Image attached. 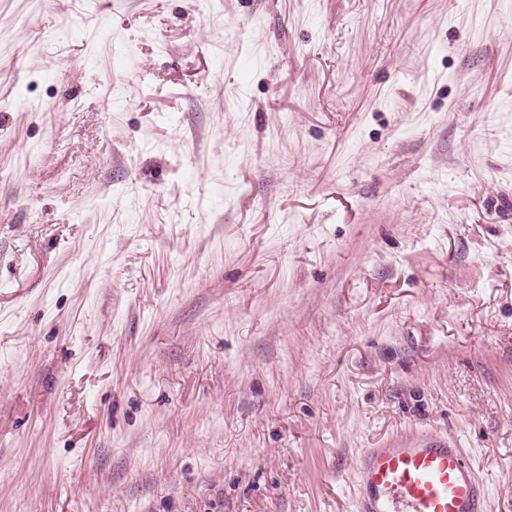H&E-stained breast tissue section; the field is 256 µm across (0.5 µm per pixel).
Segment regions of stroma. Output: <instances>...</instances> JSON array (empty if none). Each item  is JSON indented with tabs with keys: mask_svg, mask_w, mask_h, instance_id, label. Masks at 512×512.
<instances>
[{
	"mask_svg": "<svg viewBox=\"0 0 512 512\" xmlns=\"http://www.w3.org/2000/svg\"><path fill=\"white\" fill-rule=\"evenodd\" d=\"M408 433L512 512V0H0V512H360Z\"/></svg>",
	"mask_w": 512,
	"mask_h": 512,
	"instance_id": "stroma-1",
	"label": "stroma"
}]
</instances>
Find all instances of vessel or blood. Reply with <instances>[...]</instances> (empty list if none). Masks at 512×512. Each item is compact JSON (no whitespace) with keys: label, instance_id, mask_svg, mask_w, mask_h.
Listing matches in <instances>:
<instances>
[{"label":"vessel or blood","instance_id":"vessel-or-blood-1","mask_svg":"<svg viewBox=\"0 0 512 512\" xmlns=\"http://www.w3.org/2000/svg\"><path fill=\"white\" fill-rule=\"evenodd\" d=\"M362 512H486L487 488L448 439L401 436L356 466Z\"/></svg>","mask_w":512,"mask_h":512}]
</instances>
